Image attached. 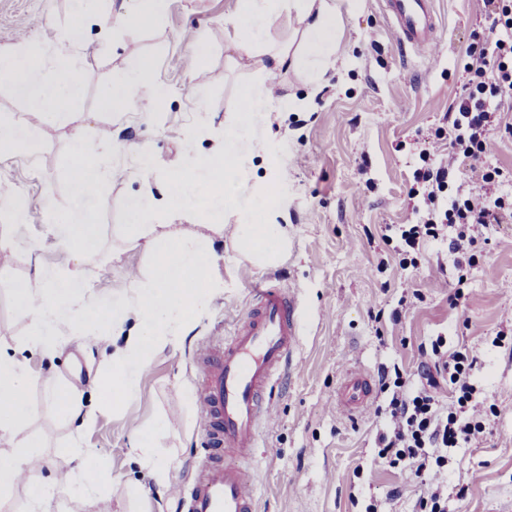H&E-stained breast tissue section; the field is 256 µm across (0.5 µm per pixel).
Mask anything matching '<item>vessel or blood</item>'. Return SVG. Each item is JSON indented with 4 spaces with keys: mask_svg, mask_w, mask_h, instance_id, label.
<instances>
[{
    "mask_svg": "<svg viewBox=\"0 0 512 512\" xmlns=\"http://www.w3.org/2000/svg\"><path fill=\"white\" fill-rule=\"evenodd\" d=\"M383 18L399 51L437 57L443 42L436 0H380ZM301 336L297 296L271 276L251 290V304L224 347L208 343L194 353L202 372L197 396L206 444L226 451L207 457L176 493L181 512H257L247 462L256 460L259 428L283 381ZM374 400L372 376L346 371L337 405L350 416L365 413Z\"/></svg>",
    "mask_w": 512,
    "mask_h": 512,
    "instance_id": "b4317fda",
    "label": "vessel or blood"
}]
</instances>
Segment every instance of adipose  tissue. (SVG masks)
<instances>
[{"instance_id": "1", "label": "adipose tissue", "mask_w": 512, "mask_h": 512, "mask_svg": "<svg viewBox=\"0 0 512 512\" xmlns=\"http://www.w3.org/2000/svg\"><path fill=\"white\" fill-rule=\"evenodd\" d=\"M246 11L231 19L233 36L240 50L252 54L263 45L266 31L285 12L296 13L302 23L299 53L289 46L271 51L264 78L252 86L235 114L224 123L222 149L207 159L193 160L188 169L173 170L164 194L175 199L172 223H159L162 205L152 194L131 198L128 210L134 222V240L143 241L151 256L128 292L113 301L107 316H98L85 280L36 268L33 280L15 290L17 310L34 323V344L48 345L58 339L60 324L77 325L83 342L94 343L103 333V321L113 330H122L129 319H136L140 330L126 336L116 349L106 372L93 381L103 404L124 408L138 393L142 373L152 358L169 345L180 343L195 326L196 318L224 289V281L215 273L214 239L223 235L224 212L239 208L250 190L248 163L261 151L257 131L268 123L272 108L287 111L296 108L295 98L274 96L273 80L284 67L302 70L311 85H319L331 66L336 48L345 34L344 16L354 13L357 0H248ZM68 44L57 49L54 58L39 75L41 92L33 109L67 112L70 103L60 96V88L76 80L82 58L75 52L83 43L81 28L68 32ZM163 91L155 74L139 68L116 73L110 80V102L114 111H124L131 97L149 102ZM74 152L83 156L76 167L74 187L85 194L106 179L105 150L84 139H75ZM65 238L81 239L85 249L97 245L95 216L85 210L54 211L49 215ZM211 220L209 234L189 232L183 222ZM236 251L246 261L264 266L276 263L288 250V238L278 224H240L236 227ZM32 376L25 360L0 356V388L9 387L14 398L7 410H0V440L13 444L15 453L0 463V491L25 484L31 498L48 503L52 490L34 481L28 461L35 446L26 434L30 420L26 391ZM60 460L79 477L72 488L76 497L93 498L110 480L108 470L92 460L82 448L71 445L60 453Z\"/></svg>"}]
</instances>
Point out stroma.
<instances>
[{"mask_svg":"<svg viewBox=\"0 0 512 512\" xmlns=\"http://www.w3.org/2000/svg\"><path fill=\"white\" fill-rule=\"evenodd\" d=\"M139 0H113V17L81 12L80 0H0V47H15L35 60L65 42L73 23L83 29L84 57L69 90L70 113L35 112L13 80L0 78V121H22L30 146L0 152V353L26 359L34 379L27 398L29 435L38 455L29 468L53 488L51 512H178L174 491L210 453L195 399L196 347L223 343L249 304L251 286L274 275L300 300L299 351L279 401L260 425L263 454L251 465L258 512H417L425 491L412 471L373 466L385 416H347L336 405L343 367L377 372L402 365L416 374L421 342L446 337L449 349L466 348L477 360L470 378L477 400L495 404L479 443L448 451V512H512V214L487 230L475 249L450 252L425 240L416 265L401 266L387 245V226L413 224L409 189L422 148L436 142V158L455 178L477 181L463 157L449 154L444 118L463 92V65L473 31H488L483 0H438L446 52L436 65L398 51L379 0H360L345 19L337 62L319 87L295 69L283 71L278 94L298 108L272 111L260 131L264 148L250 163L253 180L273 184L279 206L248 198L252 224L276 223L288 231V253L258 267L235 249L239 217L224 216L214 241L223 293L215 296L186 339L167 346L142 376L138 396L121 412L102 405L91 384L123 337L96 344L79 340L72 325L60 343L33 346L34 328L20 315L14 290L35 265L61 267L90 281L100 310L128 290L149 261L143 246L126 240V205L145 192L160 194L169 173L204 158L224 140V119L261 78L266 54L245 55L232 39L230 16L243 0H164L155 21L127 25L123 14ZM204 36L203 45L186 31ZM153 68L164 86L149 104L132 103L116 120L108 103L110 77L121 70ZM110 144L106 180L92 196L76 195L71 151L75 136ZM154 160L150 174L140 151ZM22 209L14 220L13 209ZM94 211L97 248L82 253L64 244L47 220L50 209ZM82 392V413L64 416L58 386ZM164 418L155 455L171 460L168 483L155 480L139 458L136 430ZM87 448L112 480L94 502L73 501L74 475L59 460L70 444ZM401 498H391L393 488Z\"/></svg>","mask_w":512,"mask_h":512,"instance_id":"1","label":"stroma"}]
</instances>
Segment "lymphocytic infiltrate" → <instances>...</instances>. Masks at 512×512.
I'll return each mask as SVG.
<instances>
[{"mask_svg":"<svg viewBox=\"0 0 512 512\" xmlns=\"http://www.w3.org/2000/svg\"><path fill=\"white\" fill-rule=\"evenodd\" d=\"M492 6L496 38L474 35L466 51L463 66V93L449 108L452 138L449 146L479 165L482 188L462 195L449 194L451 183L447 166L436 163L430 149H421L424 169L412 196L422 197L426 206L417 223L400 227V241L413 249L429 237L448 241L451 250H460L469 229L499 223L506 208L504 197L491 192L492 184L502 177L493 158L496 143L490 137L501 122L499 103L512 94V0H487ZM447 340L432 339L426 358L419 365L422 387H412L403 372L380 368V382H392L394 390L384 408L388 430L379 438L380 459L390 465H402L415 475L432 472L441 480L448 462V451L459 442H472L482 432L479 422L484 413L482 402L473 400L469 386L474 360L468 352L446 349ZM448 377L460 394L449 406L440 405L435 391L439 377Z\"/></svg>","mask_w":512,"mask_h":512,"instance_id":"lymphocytic-infiltrate-1","label":"lymphocytic infiltrate"}]
</instances>
